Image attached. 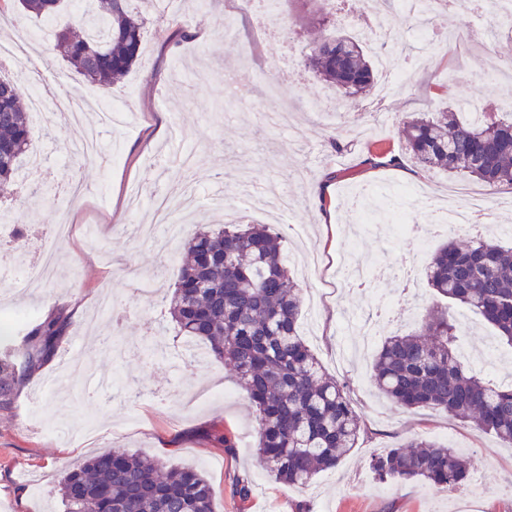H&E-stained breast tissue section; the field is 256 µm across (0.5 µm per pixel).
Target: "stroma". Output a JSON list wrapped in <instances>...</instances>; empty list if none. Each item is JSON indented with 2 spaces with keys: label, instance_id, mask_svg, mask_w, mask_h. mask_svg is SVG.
<instances>
[{
  "label": "stroma",
  "instance_id": "obj_1",
  "mask_svg": "<svg viewBox=\"0 0 512 512\" xmlns=\"http://www.w3.org/2000/svg\"><path fill=\"white\" fill-rule=\"evenodd\" d=\"M239 3L213 0L200 9L183 0L179 13L165 16L142 8V60L120 83L95 89L101 100L128 104L122 124L99 130L103 149L116 151L117 162L75 154V132L59 122L32 141L45 153L51 194L16 187L0 198L12 217L0 228V264H36L50 246L60 266L39 289L0 284V310L23 329L48 304L80 307L58 359L34 372L11 409L0 411V512H58L60 475L111 448L204 472L216 512H296L301 504L309 512H512V448L440 410L383 400L370 382L371 359L347 365L338 358L346 314L378 322L380 344L390 334L417 331L441 298L411 272L402 293L406 313L387 322L377 298L390 287L386 278H375L371 293L336 281V265L352 248L370 265L403 264L404 241L388 233L396 214L412 224L439 220L450 179L416 166L398 118L454 110L464 100L498 111L512 101V39L461 0L456 12L437 18L438 30L457 34V42H423L408 6L390 0L393 34L420 60L413 80L388 99L372 95L352 112L318 116L308 112V101L330 94V87L309 73L285 79L264 18L240 11ZM27 74L42 75L62 93L88 87L45 41L35 43ZM283 104L295 109V123L269 126L263 113ZM378 151L400 156L402 165H365L368 153ZM245 171L256 187L276 181L296 199L286 224L274 230L302 289L299 330L326 373L345 386L364 428L341 464L305 487L276 480L258 462L256 413L237 378L212 358L201 365L178 360L184 341L165 297L173 292L181 241L164 253L141 248L135 238L137 226L154 221L153 198L187 184L199 192L196 210L181 218L188 231L228 219L266 223L264 212L241 197ZM70 182L82 185L81 196L63 193ZM460 183L487 192L484 227L500 241L512 240V188L489 190L467 177ZM215 195L223 197V209L211 208ZM61 219L74 225L72 236L55 238ZM162 267L163 297L138 295V284ZM106 292L112 308L96 315ZM452 315L457 346L474 356L473 370L511 382L512 346L480 315L460 306ZM222 428L234 434L235 448L213 441ZM419 437L458 448L469 462V480L443 490L422 481L383 482L371 471L369 460L380 449ZM238 479L251 485L247 501L232 492Z\"/></svg>",
  "mask_w": 512,
  "mask_h": 512
}]
</instances>
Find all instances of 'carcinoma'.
Segmentation results:
<instances>
[{"instance_id": "carcinoma-1", "label": "carcinoma", "mask_w": 512, "mask_h": 512, "mask_svg": "<svg viewBox=\"0 0 512 512\" xmlns=\"http://www.w3.org/2000/svg\"><path fill=\"white\" fill-rule=\"evenodd\" d=\"M49 20L63 0H21ZM130 0H90L82 33L53 32L70 68L89 83L112 86L139 60L143 20ZM334 0H318V36L301 66L338 92L350 111L374 85L366 42L342 32ZM415 163L463 171L491 189L512 187V118L475 122L454 112H409L400 119ZM32 140L14 84L0 85V188L19 176ZM171 299L179 332L204 343L233 367L258 411L260 461L276 479L307 485L335 468L353 448L361 418L343 385L328 376L298 331L300 289L284 264L278 234L266 224L199 229L185 241ZM428 287L481 316L512 346V247L460 236L442 245L425 267ZM64 310L33 320L20 349L0 358V410L11 407L28 377L50 362L70 330ZM448 311L426 315L414 334H394L379 349L372 382L408 409L432 407L512 446V384L495 386L458 358ZM382 480L427 481L448 489L467 479V461L430 439L388 448L370 460ZM65 512H214L215 493L197 470L168 467L142 454L108 450L67 471L59 483Z\"/></svg>"}]
</instances>
